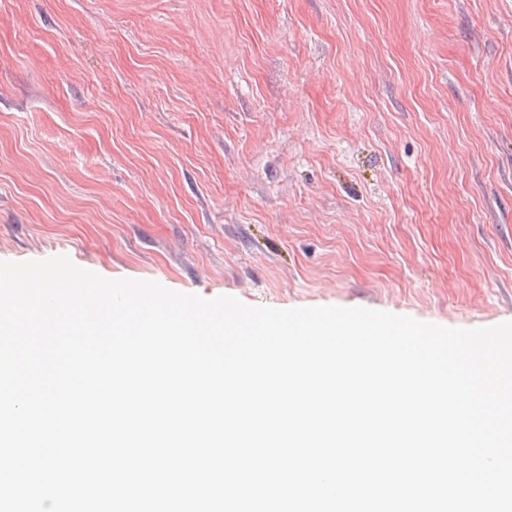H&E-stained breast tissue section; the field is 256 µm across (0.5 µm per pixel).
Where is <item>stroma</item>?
Returning <instances> with one entry per match:
<instances>
[{
	"mask_svg": "<svg viewBox=\"0 0 512 512\" xmlns=\"http://www.w3.org/2000/svg\"><path fill=\"white\" fill-rule=\"evenodd\" d=\"M512 321V0H0V261Z\"/></svg>",
	"mask_w": 512,
	"mask_h": 512,
	"instance_id": "35a3bbf8",
	"label": "stroma"
}]
</instances>
